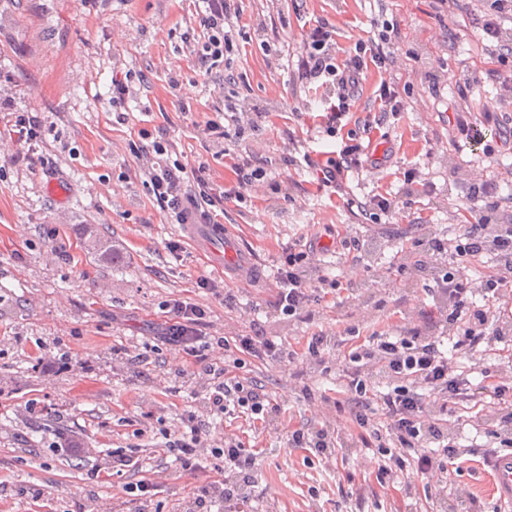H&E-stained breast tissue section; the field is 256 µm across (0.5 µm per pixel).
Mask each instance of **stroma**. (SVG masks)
Masks as SVG:
<instances>
[{
	"instance_id": "1",
	"label": "stroma",
	"mask_w": 512,
	"mask_h": 512,
	"mask_svg": "<svg viewBox=\"0 0 512 512\" xmlns=\"http://www.w3.org/2000/svg\"><path fill=\"white\" fill-rule=\"evenodd\" d=\"M238 25L246 42L229 65L202 76L193 65L188 35L198 33L192 0H0V74L10 76L9 109L33 115L42 135L31 158L18 160L0 120V512H81L91 498H107L112 512H135L126 491L139 473L112 470L113 449L137 451L162 473L148 512H188L198 489L224 480L213 465L183 470L165 447L187 410L190 390L204 391L193 357L161 342L168 326L163 304L189 298L207 307L209 362L234 366L244 381L264 385L276 407L268 419L241 416L216 422L215 441L235 437L254 453L257 470L248 486L254 512H498L482 494L478 463L499 447L476 432L484 375L512 404V363L500 355L512 340L477 350L470 379L474 396L436 406L459 453L446 460L445 486L413 475L379 483L380 458L365 447L350 404H334L345 390L348 355L372 332L424 327L433 286L426 271L404 268L406 256L425 254L430 238H454L457 213L469 203L473 180L495 171L505 197L496 215L512 219V150L492 157L459 148L448 111L468 103L489 107L502 127H512V97L501 94L490 72L486 39L461 0L454 16H441L432 0H238ZM323 18L337 28L336 48L367 37L376 18L398 24L395 63L369 72L351 105L357 117L378 110L380 81L401 88L404 110L381 132L391 148L380 169L363 166L347 176L362 202L378 193L396 197L392 216L371 223L331 191L315 193L304 154L325 158L314 142L338 150L367 144L361 125L338 134L313 122L317 101L299 104L292 66L304 25ZM134 73L133 97L112 105V75ZM439 75L428 88L426 72ZM473 93L461 100L458 85ZM266 112L254 135L206 138L205 121L224 106L225 95ZM130 120L121 124L118 112ZM164 132L170 159L204 167L214 188H232L234 157L258 155L279 174L277 189L259 185L242 200L224 203L220 222L257 258L256 279L237 284L195 250L181 225L154 204L130 151L138 129ZM416 173L430 191L407 193L404 176ZM97 233L119 247L121 257L103 263L89 247ZM332 240L314 256V274L337 283L315 305L310 321L274 311L273 273L288 245ZM179 242L169 250V242ZM208 277L213 289L198 287ZM234 304H226L225 293ZM258 318L269 336L304 352L314 333L336 337L322 362L298 363L296 371L239 358L219 337L248 330ZM55 358L52 374L38 355ZM39 403L40 412L31 410ZM330 425L340 443L326 459L292 447L289 431ZM79 441L75 458L59 449Z\"/></svg>"
}]
</instances>
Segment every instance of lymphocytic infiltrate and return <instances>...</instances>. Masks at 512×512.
<instances>
[{
    "instance_id": "lymphocytic-infiltrate-1",
    "label": "lymphocytic infiltrate",
    "mask_w": 512,
    "mask_h": 512,
    "mask_svg": "<svg viewBox=\"0 0 512 512\" xmlns=\"http://www.w3.org/2000/svg\"><path fill=\"white\" fill-rule=\"evenodd\" d=\"M481 15L476 23L495 46L488 52L492 62L505 67L512 63V0H478ZM237 0H200L197 21L203 39L194 51V65L200 74H212L226 64L238 50ZM336 30L328 21L319 19L305 28L301 50L293 70V81L300 89L319 93L322 104L321 122L325 132L334 133L350 116L352 100L357 97L370 69L385 70L392 60L391 45L399 35L394 23H383L377 37L356 40L344 57L336 55ZM258 112L237 102L224 99V115L207 120L203 133L220 140L227 127H234L237 137H244L257 126ZM139 145L133 146L136 158L142 159L145 184L157 206L179 224H214L217 212L226 199H242L244 189L264 179L267 170L260 159L243 158L232 164L235 188L218 191L201 171H188L186 165L170 161V144L162 138L150 139L148 130H140ZM359 145H347L337 156L328 158L315 169L320 185L344 191V175L360 166ZM500 183L489 174L471 186L472 204L459 214L460 234L452 239H430L428 250L448 258L447 266L438 268L432 294L434 310L428 315L429 335L412 328L401 336L376 334L372 344L357 348L349 356L351 369L347 387L352 395V412L356 424L372 437L384 464L380 477H397L406 463H413L416 473L432 477L444 472V459L454 457L455 448L448 444V431L437 423L430 404L421 393L430 389L445 396L462 392L456 366L440 349L444 336H461L465 345L474 347L487 337L503 338L512 330L503 326L495 310L467 311L469 296L482 295L495 299L512 293V224H495L492 213L500 201ZM498 257L494 272L474 282L460 280L456 265L472 261L484 253ZM309 252L288 247L274 274L276 295L273 302L279 314L299 317L307 304L329 287L327 278L308 276ZM166 307L174 324L168 342L182 347L194 357L203 375L210 379L206 405L210 414L230 415L235 412L262 415L267 413L270 399L262 386L243 382L229 370L206 362L203 353L209 346L204 308L188 301L174 299ZM234 348L249 357L277 364L295 362L297 354L267 336L264 329L232 338ZM385 382L387 393L379 401L386 419V429L375 425L374 411L368 394L375 383ZM209 433L195 413L181 417V426L167 448L182 466H192L202 458L229 461L234 472L225 476L221 491L202 490L193 501L192 512H211L214 500H221L224 512H246L249 498L243 483L249 480L256 465L253 454L240 441L225 439L223 445L208 441Z\"/></svg>"
}]
</instances>
